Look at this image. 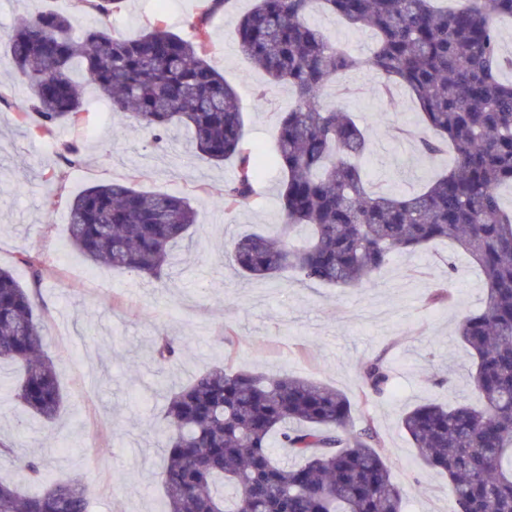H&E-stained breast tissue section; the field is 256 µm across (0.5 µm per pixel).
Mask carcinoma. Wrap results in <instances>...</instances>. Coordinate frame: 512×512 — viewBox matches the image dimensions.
I'll return each instance as SVG.
<instances>
[{
	"mask_svg": "<svg viewBox=\"0 0 512 512\" xmlns=\"http://www.w3.org/2000/svg\"><path fill=\"white\" fill-rule=\"evenodd\" d=\"M97 21L73 31L72 0L14 27L7 54L32 93L36 136L83 119L80 69L112 111L162 141L184 127L195 153L214 164L234 160L224 211L255 194L260 163L243 135L236 91L210 63V22L229 0H204L184 38L161 25L132 39L112 35L123 0H87ZM371 31L375 45L356 56L328 41L306 17L314 3ZM512 0H464L453 11L433 0H254L239 15V49L295 105L281 119L273 164L280 174V237L246 234L230 257L247 278L292 274L335 288H360L397 252L448 240L482 274V307L464 315L458 336L473 358L481 405L427 402L407 410L401 429L429 467L448 477L454 512H512V82L499 79L512 58L501 52L498 21ZM368 69L387 86L407 88L430 136L420 151L451 146L454 163L409 194L369 186L360 159L364 131L322 95L334 77ZM197 211L178 193H153L113 181L86 188L69 204V244L120 273L160 279L173 249L190 236ZM47 331L29 293L0 267V361L22 367L13 396L44 421L60 413ZM180 344L154 342L160 363ZM361 402L389 392L382 357L360 368ZM358 405L317 381L215 366L173 392L165 415L168 449L159 473L166 512H403L378 438L358 429ZM85 484L67 477L32 494L0 482V512H89Z\"/></svg>",
	"mask_w": 512,
	"mask_h": 512,
	"instance_id": "carcinoma-1",
	"label": "carcinoma"
}]
</instances>
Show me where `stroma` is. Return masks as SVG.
I'll list each match as a JSON object with an SVG mask.
<instances>
[{"label": "stroma", "instance_id": "1", "mask_svg": "<svg viewBox=\"0 0 512 512\" xmlns=\"http://www.w3.org/2000/svg\"><path fill=\"white\" fill-rule=\"evenodd\" d=\"M198 5L123 0L112 15V33L133 37L161 19L187 36ZM252 5L234 0L215 15L210 58L239 96L245 139L269 153L279 118L295 96L286 86L269 84L236 44L235 19ZM308 21L352 54L366 55L372 47L369 31L329 13L314 11ZM6 58L0 44V267L29 291L47 327L46 350L58 372L63 408L51 422L29 415L11 394L18 365L1 363L0 441L16 455L42 456L45 481L79 478L94 512H164L158 473L169 391L220 365L306 377L356 399L361 364L381 356L393 368V388L363 403L361 415L404 490L403 512H451L447 479L422 463L399 419L427 401L453 406L476 400L473 360L455 330L462 314L481 306V278L472 260L439 242L425 252L395 254L358 289L290 276L245 279L228 245L240 235L275 232L280 177L273 168L262 171L250 203L225 213L220 199L236 175L233 162L202 160L184 130L152 147L150 134L130 130L129 118L97 103L90 85L84 89L90 108L80 123L50 137L33 136L15 109L26 99V81ZM323 100L365 129L363 170L372 186L417 191L453 162L449 152H419L416 102L401 87L385 92L377 73L349 72ZM67 143L80 146L77 162L66 160ZM113 180L182 193L197 211L188 250L161 281L148 284L97 268L67 244L69 201ZM33 259L43 263L37 279L29 266ZM161 334L183 341L174 363L152 357V341Z\"/></svg>", "mask_w": 512, "mask_h": 512}]
</instances>
